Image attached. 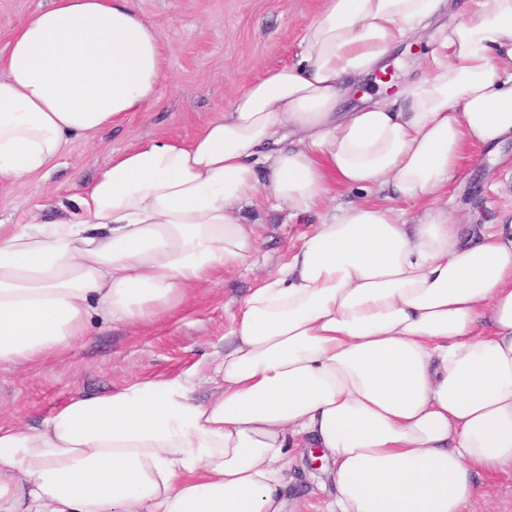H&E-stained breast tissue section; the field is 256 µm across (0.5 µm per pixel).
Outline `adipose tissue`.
I'll return each mask as SVG.
<instances>
[{
    "label": "adipose tissue",
    "mask_w": 512,
    "mask_h": 512,
    "mask_svg": "<svg viewBox=\"0 0 512 512\" xmlns=\"http://www.w3.org/2000/svg\"><path fill=\"white\" fill-rule=\"evenodd\" d=\"M422 38V77L346 108ZM300 44L190 141L113 156L68 216L0 225L10 367L252 268L241 204L320 215L233 315L208 399L188 376L138 381L0 425V512H288L300 446L330 467L323 512H464L475 472L512 470V223L441 200L467 147L512 138V0H323ZM162 58L128 0L30 14L0 57V183L156 106ZM336 185L420 210L336 205Z\"/></svg>",
    "instance_id": "adipose-tissue-1"
}]
</instances>
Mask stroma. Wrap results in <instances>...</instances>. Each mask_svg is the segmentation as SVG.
<instances>
[{
  "instance_id": "35a3bbf8",
  "label": "stroma",
  "mask_w": 512,
  "mask_h": 512,
  "mask_svg": "<svg viewBox=\"0 0 512 512\" xmlns=\"http://www.w3.org/2000/svg\"><path fill=\"white\" fill-rule=\"evenodd\" d=\"M152 22L165 48L159 102L92 139H77L48 175L0 184V224L25 223L30 211L48 219L80 193L113 154L164 134L190 140L226 110L243 82L295 60L302 31L321 0H131ZM448 207L465 224H490L512 211V142L497 161L471 148L448 184ZM247 219L265 229L256 272L234 268L194 289L183 309L156 324H94L89 336L42 366L0 369V424L38 423L78 393H107L136 381L172 379L223 352L239 302L257 274L274 271L316 224V215L289 218L287 211L245 207ZM286 493L302 512H319L329 491L321 463L308 449H294ZM476 512H512V470L475 477Z\"/></svg>"
}]
</instances>
